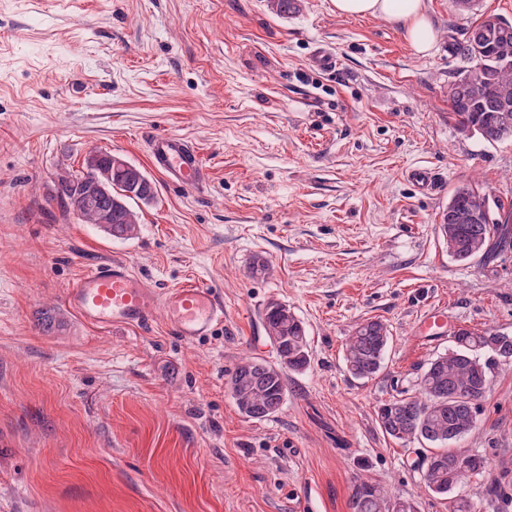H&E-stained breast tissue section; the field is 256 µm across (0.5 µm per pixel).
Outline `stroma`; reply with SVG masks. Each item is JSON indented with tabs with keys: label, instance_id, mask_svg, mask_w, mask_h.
<instances>
[{
	"label": "stroma",
	"instance_id": "stroma-1",
	"mask_svg": "<svg viewBox=\"0 0 512 512\" xmlns=\"http://www.w3.org/2000/svg\"><path fill=\"white\" fill-rule=\"evenodd\" d=\"M426 6L437 40L420 56L394 25L338 16L331 0L287 17L267 0H0V512H351L359 478L448 512L423 485L425 442L384 436L376 410L414 393L456 327L512 333V248L459 263L438 231L463 183L512 208V141L450 117L462 62L449 43L470 20L449 0ZM319 47L335 72L314 66ZM155 132L193 144L202 190L152 168ZM96 149L157 185L131 238L51 198L57 172ZM115 259L156 288H215L223 326L186 343L159 312L138 327L85 321L66 293ZM272 300L304 323L310 365L258 421L229 381L243 358L276 362ZM46 312L60 322L48 332ZM369 319L392 340L358 380L344 349ZM456 447L489 460L456 495L512 512V360Z\"/></svg>",
	"mask_w": 512,
	"mask_h": 512
}]
</instances>
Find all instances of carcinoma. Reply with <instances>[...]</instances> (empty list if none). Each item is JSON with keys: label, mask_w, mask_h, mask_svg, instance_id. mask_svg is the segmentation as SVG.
Masks as SVG:
<instances>
[{"label": "carcinoma", "mask_w": 512, "mask_h": 512, "mask_svg": "<svg viewBox=\"0 0 512 512\" xmlns=\"http://www.w3.org/2000/svg\"><path fill=\"white\" fill-rule=\"evenodd\" d=\"M303 0H268L276 14L288 16L302 9ZM507 29L492 30L485 16L453 44L463 66L448 84L451 114L464 132L474 133L493 144L512 139V23L500 19ZM109 184L100 194L96 209H80L82 193L95 182ZM157 187L139 167L107 150H92L81 168L64 170L54 181L56 200L69 213L87 224H96L115 239L133 235L138 224L131 203H151ZM489 201L478 186H458L440 216L439 230L448 254L469 262L492 250V240L506 239L508 230L491 211H481ZM267 335L274 341L279 364L259 358L241 360L230 378L232 397L247 417L262 420L279 412L286 393L285 371H302L309 365V346L304 323L283 312V303L269 302L263 313ZM390 336L381 320L358 324L345 346L346 367L358 379H370L383 367ZM512 355V335L494 329L459 327L451 332L448 351L431 360L417 381L415 394L394 397L377 409L381 431L391 439L410 443L415 431L427 433L425 441L448 444L472 432L482 412L490 375L499 357ZM423 481L432 493L446 495L455 486L482 476L488 460L452 448L422 458ZM411 499L390 494L382 485L358 480L352 487V512H414Z\"/></svg>", "instance_id": "1"}]
</instances>
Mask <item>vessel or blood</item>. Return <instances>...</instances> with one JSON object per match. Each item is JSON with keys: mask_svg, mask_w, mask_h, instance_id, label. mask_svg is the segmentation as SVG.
<instances>
[{"mask_svg": "<svg viewBox=\"0 0 512 512\" xmlns=\"http://www.w3.org/2000/svg\"><path fill=\"white\" fill-rule=\"evenodd\" d=\"M149 158L171 184L193 191L202 188L204 170L185 138L153 135ZM67 300L85 320L102 326H139L153 311H161L177 336L188 343L211 335L224 320V302L215 289L192 281L174 288H152L122 260L84 273L68 290Z\"/></svg>", "mask_w": 512, "mask_h": 512, "instance_id": "obj_1", "label": "vessel or blood"}]
</instances>
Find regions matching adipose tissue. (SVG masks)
Returning a JSON list of instances; mask_svg holds the SVG:
<instances>
[{"label":"adipose tissue","mask_w":512,"mask_h":512,"mask_svg":"<svg viewBox=\"0 0 512 512\" xmlns=\"http://www.w3.org/2000/svg\"><path fill=\"white\" fill-rule=\"evenodd\" d=\"M332 6L340 16L371 17L397 25L418 54L427 53L435 44L425 0H332Z\"/></svg>","instance_id":"1"}]
</instances>
